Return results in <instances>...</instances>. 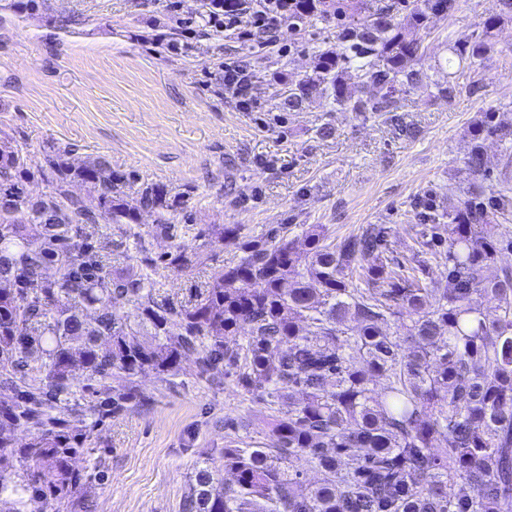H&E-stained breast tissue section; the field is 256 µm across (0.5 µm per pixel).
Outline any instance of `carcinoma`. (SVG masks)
Listing matches in <instances>:
<instances>
[{
	"label": "carcinoma",
	"instance_id": "carcinoma-1",
	"mask_svg": "<svg viewBox=\"0 0 512 512\" xmlns=\"http://www.w3.org/2000/svg\"><path fill=\"white\" fill-rule=\"evenodd\" d=\"M454 9L455 0H392L374 11L366 0H292L290 21L336 19V45L316 52L281 108L296 112L317 97L414 134L398 112L401 95L428 86L416 32ZM507 20L512 0H494L481 33L453 44L447 63L482 69ZM434 88L451 100L481 86L450 79ZM465 136L463 194L446 207L434 192L415 202L410 255L389 251L384 224L328 244L312 224L301 243L274 233L244 241L239 260L187 298L155 288L159 269L191 275L204 263L185 251L191 225L177 222L183 202L165 185L142 183L131 206L127 177L107 159L76 163L53 144L38 159L1 139L0 386L12 396L0 400V499L9 512H83L91 475L75 462L93 449L73 421L96 427L149 404L135 378L175 376L190 357L212 383L222 369L288 410L268 422L264 448L202 451L181 512H512V265L498 264L512 236L492 232L495 217L512 213V171L506 164L489 180L483 150L491 137L512 141V124L480 112ZM35 180L47 190L33 201L24 184ZM75 183L85 195L72 193ZM142 211L155 215L145 232ZM104 215L125 225L136 250L118 271L95 239ZM242 230L209 225L194 239ZM148 236L175 250L153 257ZM437 257L448 276L430 289L423 277ZM244 325L250 334L229 346ZM15 430L28 434L21 445ZM296 460L321 482L304 481Z\"/></svg>",
	"mask_w": 512,
	"mask_h": 512
}]
</instances>
